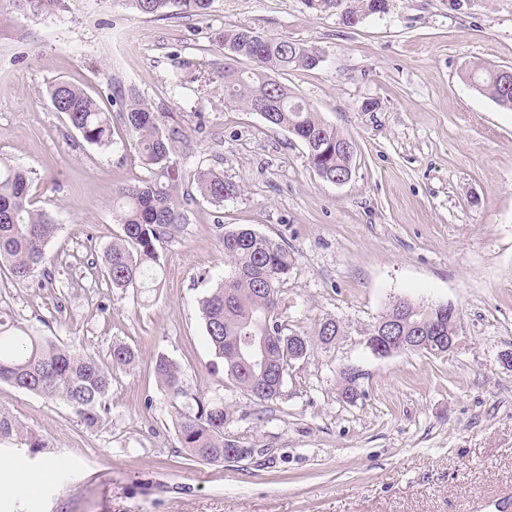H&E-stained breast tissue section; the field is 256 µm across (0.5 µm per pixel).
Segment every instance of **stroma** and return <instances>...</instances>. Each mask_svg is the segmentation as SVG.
<instances>
[{
	"label": "stroma",
	"instance_id": "1",
	"mask_svg": "<svg viewBox=\"0 0 512 512\" xmlns=\"http://www.w3.org/2000/svg\"><path fill=\"white\" fill-rule=\"evenodd\" d=\"M240 26L322 50L319 67L282 81L355 141L348 182L323 180L300 141L200 80L224 65L223 30ZM475 64L512 66V0H388L352 26L304 0H214L205 15L159 18L124 0H64L42 15L0 0V161L28 170L33 202L58 226L51 283L0 270V315L103 358L120 341L138 353L113 371L93 431L62 402L0 382V409L47 443L34 453L0 440V456L27 474L56 463L24 484L0 471V512H512V368L501 362L512 352V111L466 80ZM58 81L107 111L113 89L137 86L191 139L183 170L240 187L223 206H188L157 245L156 290L101 276L121 233L114 192L145 172L120 117L109 148L84 142L50 102ZM238 227L293 252L282 321L312 342L265 403L227 381L198 306L224 275L223 230ZM398 299L453 305L458 349L374 356L365 333ZM330 317L342 333L324 345ZM160 354L181 366L185 397L161 393ZM346 367L361 375L353 402L340 394ZM198 396L232 409L224 433L252 457L185 453L174 420Z\"/></svg>",
	"mask_w": 512,
	"mask_h": 512
}]
</instances>
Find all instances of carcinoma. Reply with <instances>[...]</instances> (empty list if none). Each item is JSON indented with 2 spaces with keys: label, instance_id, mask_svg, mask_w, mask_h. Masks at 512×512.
I'll list each match as a JSON object with an SVG mask.
<instances>
[{
  "label": "carcinoma",
  "instance_id": "obj_1",
  "mask_svg": "<svg viewBox=\"0 0 512 512\" xmlns=\"http://www.w3.org/2000/svg\"><path fill=\"white\" fill-rule=\"evenodd\" d=\"M17 7L33 13L53 11L61 0H16ZM139 14L165 16L176 8L181 13L205 15L213 0H127ZM384 0H349L354 12H381ZM224 53L245 61L248 70L233 68L218 73L224 99L252 112L267 111L264 121L292 134L314 153L313 163L327 176L346 171L353 163L336 150L346 140L336 127L302 100L276 76L294 68L313 69L316 47L260 35L247 28L228 29L222 36ZM465 76L476 88L501 107L512 109V84L505 85L498 68L475 65ZM50 101L66 114L70 125L90 145L104 148L111 143L112 115L84 89L66 81L53 84ZM119 110L134 145L131 161L147 176L134 186L115 191L112 209L122 235L104 251V277L111 287L155 288L159 285L160 260L156 243L185 221L186 206L200 195L214 205L238 194L239 186L224 173L197 168L190 175L177 166L178 152L189 149V139L173 119L145 100L133 85L119 99ZM57 224L47 212L34 208L26 173L0 162V269L8 270L17 284H26L40 274L50 282L51 260L47 247ZM226 267L224 278L200 301L207 340L216 358L224 363V375L236 388L256 401H274L281 396L279 379L285 377L288 361L298 355L297 347L311 346L307 337L288 338L280 321L279 291L294 258L276 240L250 229L222 234ZM411 336L428 333L448 335V316L441 308L411 307L404 315ZM249 336L267 339L268 369L249 366L239 354ZM135 351L115 343L107 360L74 344L36 336L10 319L0 318V381L66 404L90 430L97 428L106 413L112 370L134 364ZM154 373L160 390L170 399L186 396L180 365L159 354ZM196 410L180 413L175 425L179 443L194 458L207 463L224 461L229 449L248 456L224 436V425L232 416L221 400L194 398ZM14 438L36 452L46 447L44 439L24 427L9 413L0 411V439Z\"/></svg>",
  "mask_w": 512,
  "mask_h": 512
}]
</instances>
